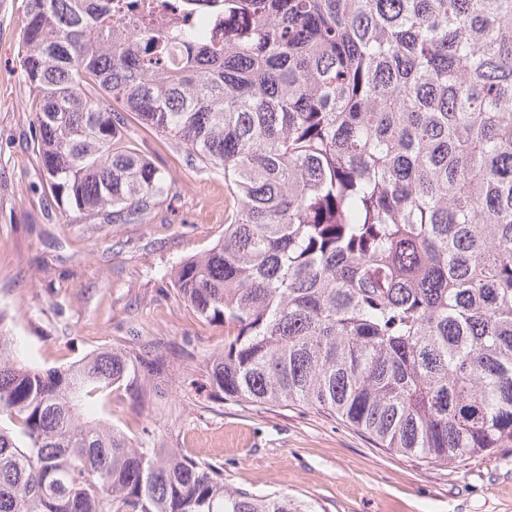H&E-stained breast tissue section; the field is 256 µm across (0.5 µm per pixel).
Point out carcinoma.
Here are the masks:
<instances>
[{
    "label": "carcinoma",
    "mask_w": 512,
    "mask_h": 512,
    "mask_svg": "<svg viewBox=\"0 0 512 512\" xmlns=\"http://www.w3.org/2000/svg\"><path fill=\"white\" fill-rule=\"evenodd\" d=\"M29 0L22 68L56 207L148 210L170 175L125 114L220 169L224 240L172 269L232 334L216 398L333 413L441 464L512 448V0ZM224 14V38L206 26ZM105 348L43 370L0 336V512H313L134 445L82 406L150 397ZM154 9L152 13L150 12V16L146 17V22L154 28H167L173 24L191 27L197 23V17L195 15L186 16L178 11L173 12L170 9L161 7Z\"/></svg>",
    "instance_id": "1"
}]
</instances>
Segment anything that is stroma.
Here are the masks:
<instances>
[{"label": "stroma", "mask_w": 512, "mask_h": 512, "mask_svg": "<svg viewBox=\"0 0 512 512\" xmlns=\"http://www.w3.org/2000/svg\"><path fill=\"white\" fill-rule=\"evenodd\" d=\"M28 0H0V334L41 368L103 348L159 359L149 405L113 390L105 414L133 442L223 467L227 487L284 492L316 512H512V448L461 466L394 454L341 419L299 406L216 400L207 363L227 328L197 318L169 272L224 236L222 171L129 120V145L169 172L145 216L112 223L60 211L29 137L22 66Z\"/></svg>", "instance_id": "1"}]
</instances>
